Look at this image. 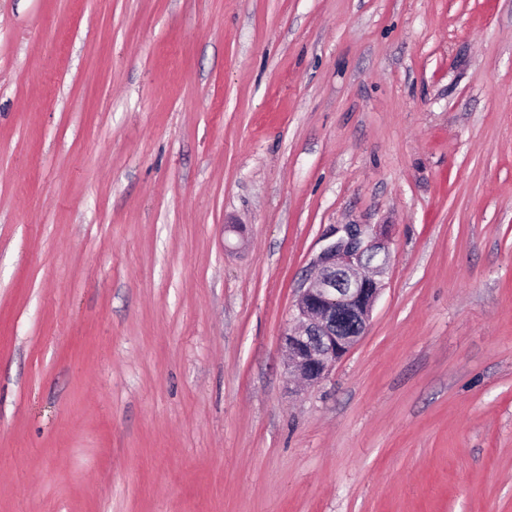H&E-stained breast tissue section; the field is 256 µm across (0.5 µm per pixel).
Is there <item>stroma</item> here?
Listing matches in <instances>:
<instances>
[{
	"mask_svg": "<svg viewBox=\"0 0 512 512\" xmlns=\"http://www.w3.org/2000/svg\"><path fill=\"white\" fill-rule=\"evenodd\" d=\"M0 512H512V0H0ZM324 240L281 337L288 373L307 384L325 379L364 335L383 290L377 277L390 256L391 236L381 226L332 225ZM364 269L371 275L364 277Z\"/></svg>",
	"mask_w": 512,
	"mask_h": 512,
	"instance_id": "35a3bbf8",
	"label": "stroma"
}]
</instances>
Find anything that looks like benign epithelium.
I'll return each instance as SVG.
<instances>
[{
  "instance_id": "7a95c632",
  "label": "benign epithelium",
  "mask_w": 512,
  "mask_h": 512,
  "mask_svg": "<svg viewBox=\"0 0 512 512\" xmlns=\"http://www.w3.org/2000/svg\"><path fill=\"white\" fill-rule=\"evenodd\" d=\"M324 240L281 337L288 372L307 384L325 379L364 335L390 256V233L378 226H332Z\"/></svg>"
}]
</instances>
